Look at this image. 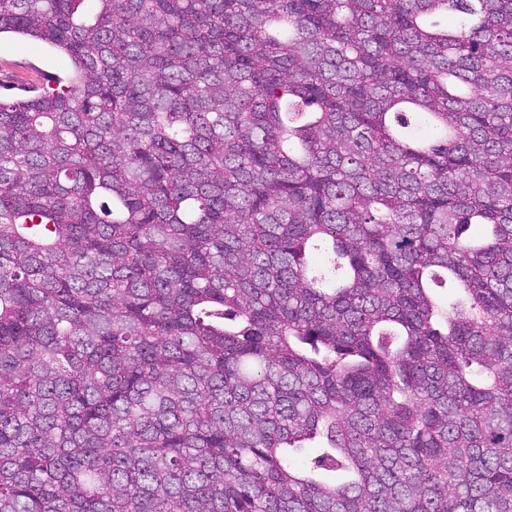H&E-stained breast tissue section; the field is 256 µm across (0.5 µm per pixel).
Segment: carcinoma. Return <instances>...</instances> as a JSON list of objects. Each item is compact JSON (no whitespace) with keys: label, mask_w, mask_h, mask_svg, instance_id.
<instances>
[{"label":"carcinoma","mask_w":512,"mask_h":512,"mask_svg":"<svg viewBox=\"0 0 512 512\" xmlns=\"http://www.w3.org/2000/svg\"><path fill=\"white\" fill-rule=\"evenodd\" d=\"M2 33L0 512H512V0ZM71 72L69 58L47 44L1 34L0 95L21 99L33 95L29 88L56 87L57 79Z\"/></svg>","instance_id":"carcinoma-1"}]
</instances>
